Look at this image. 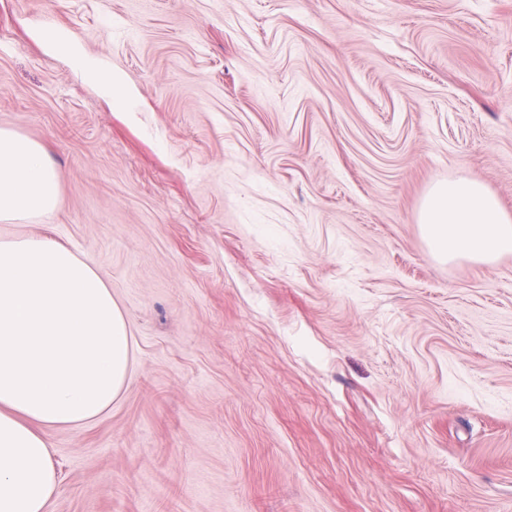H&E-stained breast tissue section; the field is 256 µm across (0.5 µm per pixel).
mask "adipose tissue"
I'll return each instance as SVG.
<instances>
[{
	"label": "adipose tissue",
	"mask_w": 512,
	"mask_h": 512,
	"mask_svg": "<svg viewBox=\"0 0 512 512\" xmlns=\"http://www.w3.org/2000/svg\"><path fill=\"white\" fill-rule=\"evenodd\" d=\"M65 49L107 102L124 85L71 36ZM59 177L46 148L0 129V223L52 211ZM418 222L443 262L490 263L512 253V214L478 181L434 184ZM130 337L112 290L72 250L48 236L0 240V512H47L58 489L46 429L92 421L129 379Z\"/></svg>",
	"instance_id": "ef3b65f1"
}]
</instances>
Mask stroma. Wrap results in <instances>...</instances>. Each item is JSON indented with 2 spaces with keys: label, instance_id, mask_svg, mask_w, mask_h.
<instances>
[{
  "label": "stroma",
  "instance_id": "obj_1",
  "mask_svg": "<svg viewBox=\"0 0 512 512\" xmlns=\"http://www.w3.org/2000/svg\"><path fill=\"white\" fill-rule=\"evenodd\" d=\"M0 128L60 178L0 238L69 246L133 339L46 432L48 512H512V254L417 222L461 177L512 212V0H0ZM46 44L52 49L64 48L72 57L76 67L100 87L110 106L112 102L126 95L125 86L112 75V69L106 68L102 61L87 54L73 37L62 33L57 38L48 40Z\"/></svg>",
  "mask_w": 512,
  "mask_h": 512
}]
</instances>
